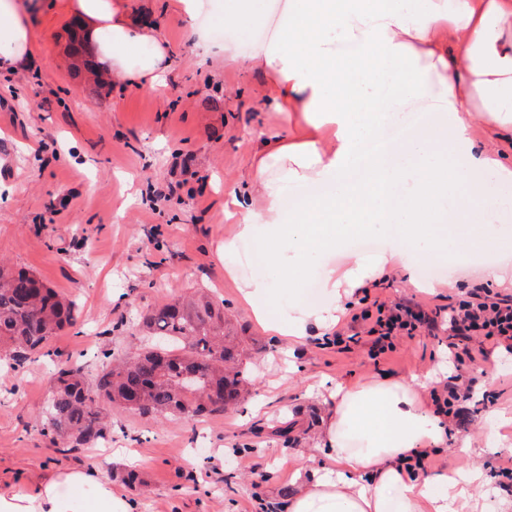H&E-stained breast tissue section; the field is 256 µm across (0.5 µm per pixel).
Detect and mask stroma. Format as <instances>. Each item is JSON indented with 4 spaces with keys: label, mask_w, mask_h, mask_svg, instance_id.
I'll return each mask as SVG.
<instances>
[{
    "label": "stroma",
    "mask_w": 512,
    "mask_h": 512,
    "mask_svg": "<svg viewBox=\"0 0 512 512\" xmlns=\"http://www.w3.org/2000/svg\"><path fill=\"white\" fill-rule=\"evenodd\" d=\"M41 2L28 67L0 72V261L74 300L77 320L52 337L49 353L17 362L0 348V489L32 493L55 469H94L138 501L140 512H283L289 462L318 463L323 385L424 377L441 388L448 332L398 337L395 350L377 358L366 343L342 348L324 336L291 348L240 302L224 271V242L236 231L225 204L237 189L245 206L257 207L247 181L252 158L261 139L286 135L287 125L267 101L259 68L225 65L204 48L229 44L251 56L276 15L262 11L252 29L238 32L224 25L225 0H201L193 30L176 0H126L137 21L155 26L172 59L163 86L135 89L75 71L69 0ZM479 269L423 255L414 274L426 289L395 273L369 297L428 311L486 284L512 292V262L491 283ZM448 279L454 287H445ZM201 288L223 302L240 340L249 388L241 407L191 421L112 407L107 442L78 448L44 433L58 368L79 366L91 378L103 351L133 357L144 316ZM487 351L463 369L478 384L460 418L450 420L433 470L477 466L479 494L511 501L495 469L512 454V420L494 422L487 412L512 413V354L492 344ZM286 424L293 430L285 441L275 431ZM132 469L141 483L123 482Z\"/></svg>",
    "instance_id": "35a3bbf8"
}]
</instances>
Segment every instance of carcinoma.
Returning a JSON list of instances; mask_svg holds the SVG:
<instances>
[{
  "mask_svg": "<svg viewBox=\"0 0 512 512\" xmlns=\"http://www.w3.org/2000/svg\"><path fill=\"white\" fill-rule=\"evenodd\" d=\"M80 23L71 24L70 55L95 71L86 58ZM75 323V304L34 274L0 265V346L18 360L40 352L52 336ZM150 343L134 359L102 363L94 380L81 367L58 370L47 407L46 430L73 446L106 438L101 401L143 415L178 413L189 419L227 411L245 400L246 376L224 364L237 359V346L224 333V308L209 295L174 299L143 318Z\"/></svg>",
  "mask_w": 512,
  "mask_h": 512,
  "instance_id": "1",
  "label": "carcinoma"
}]
</instances>
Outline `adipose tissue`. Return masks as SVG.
<instances>
[{"mask_svg": "<svg viewBox=\"0 0 512 512\" xmlns=\"http://www.w3.org/2000/svg\"><path fill=\"white\" fill-rule=\"evenodd\" d=\"M85 37L113 79L155 87L171 66L154 26L134 21L124 0H74ZM33 0H0V71L23 69L34 41ZM108 30L111 41L98 40ZM150 53H139L142 45ZM258 58L267 97L298 114L291 137L267 139L248 182L259 209L236 211L240 241L263 237L288 271L286 286L264 279L239 284L240 300L273 335L299 343L336 324L344 288H367L407 272L419 243L434 254H465L499 238L488 216L512 209V167L471 134L475 120L512 132V0H288L278 39ZM422 105L445 115L405 151L379 162L361 151L388 118ZM366 168L362 182L345 178ZM313 186L304 209L285 213L282 182ZM377 235L388 244L376 260L350 255L343 273L328 271L327 304L303 305L297 290L306 258L330 254L343 235ZM316 448L323 463L291 467L285 512H492L474 502L480 473L413 471L419 447L442 448L448 421L415 384L369 378L338 383ZM0 512H138V505L96 471L58 469L29 494L0 492Z\"/></svg>", "mask_w": 512, "mask_h": 512, "instance_id": "obj_1", "label": "adipose tissue"}]
</instances>
